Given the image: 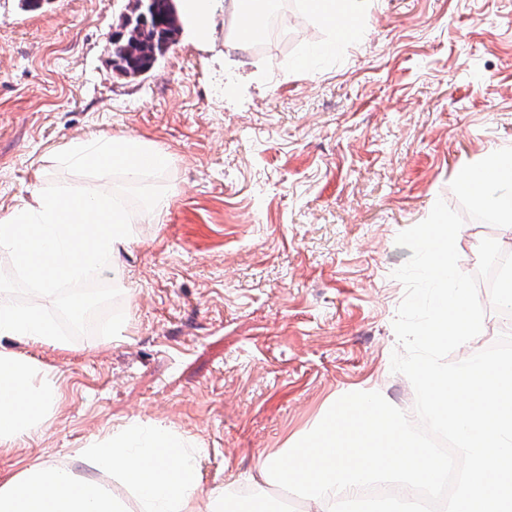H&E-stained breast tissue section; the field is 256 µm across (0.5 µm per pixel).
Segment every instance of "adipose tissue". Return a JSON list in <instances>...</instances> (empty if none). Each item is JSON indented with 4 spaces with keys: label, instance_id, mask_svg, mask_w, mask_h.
Instances as JSON below:
<instances>
[{
    "label": "adipose tissue",
    "instance_id": "obj_1",
    "mask_svg": "<svg viewBox=\"0 0 512 512\" xmlns=\"http://www.w3.org/2000/svg\"><path fill=\"white\" fill-rule=\"evenodd\" d=\"M271 0H233L240 19L229 44L250 46L256 21ZM216 0H174L185 30L208 44L216 25ZM368 0H304L329 28H350ZM50 318L35 305L20 306L0 289V447L40 432L58 404L56 375L18 352V345L58 343ZM362 442L363 454L351 450ZM93 470L77 474L65 463H36L0 480V512H224L226 489H202L193 442L172 430L127 424L106 432L76 453ZM439 461L414 434L410 414L371 390L334 398L317 426L284 456L259 463L250 481L264 490L286 478L316 512H342L358 485L389 479L427 484Z\"/></svg>",
    "mask_w": 512,
    "mask_h": 512
}]
</instances>
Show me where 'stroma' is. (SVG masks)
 <instances>
[{"label": "stroma", "mask_w": 512, "mask_h": 512, "mask_svg": "<svg viewBox=\"0 0 512 512\" xmlns=\"http://www.w3.org/2000/svg\"><path fill=\"white\" fill-rule=\"evenodd\" d=\"M126 0H0V214L28 199L51 147L134 135L170 153V206L134 209L122 260L118 336L27 346L61 398L45 430L0 449V473L67 462L136 419L200 450L203 487L240 485L283 455L334 396L370 389L412 411L391 370L411 255L398 233L423 221L458 170L512 146V0H372L335 39L294 0L287 48L257 54L177 36L155 68L112 66ZM330 52L289 72L306 47ZM494 237L464 224L459 268Z\"/></svg>", "instance_id": "1"}]
</instances>
